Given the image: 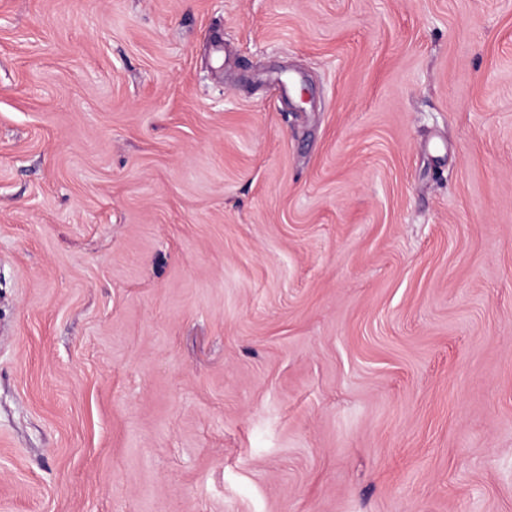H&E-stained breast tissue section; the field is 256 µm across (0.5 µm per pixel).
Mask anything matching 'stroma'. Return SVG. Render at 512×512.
<instances>
[{"mask_svg": "<svg viewBox=\"0 0 512 512\" xmlns=\"http://www.w3.org/2000/svg\"><path fill=\"white\" fill-rule=\"evenodd\" d=\"M0 512H512V0H0Z\"/></svg>", "mask_w": 512, "mask_h": 512, "instance_id": "stroma-1", "label": "stroma"}]
</instances>
